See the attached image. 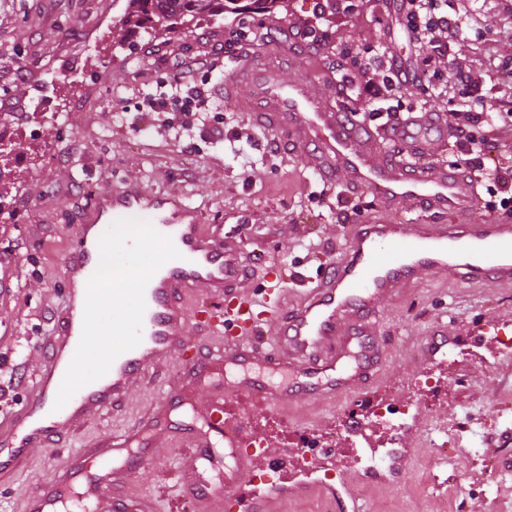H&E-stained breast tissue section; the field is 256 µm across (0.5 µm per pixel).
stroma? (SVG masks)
Masks as SVG:
<instances>
[{"mask_svg":"<svg viewBox=\"0 0 512 512\" xmlns=\"http://www.w3.org/2000/svg\"><path fill=\"white\" fill-rule=\"evenodd\" d=\"M315 2L282 0L272 16L205 17L149 38L122 27L126 0H13L0 18V129L7 136L0 193L14 199L12 217L0 218V424L31 396L61 315L64 264L90 204L83 183L137 181L182 194L203 224L242 238L254 288L270 267L284 269L287 287H296L339 257L348 224L379 215L373 194L326 183L280 134L224 101L222 72L194 76L203 95L193 113L152 107L177 77L174 57L218 46L229 61L244 48L281 42L292 54L286 77H310L334 91L340 74H357L367 48L381 42L421 66L402 31L401 0H333L321 15ZM447 2L449 17H466L468 30L436 67L470 70L475 95L490 99L496 77L512 70V0ZM67 19L79 20L78 33L62 30ZM312 25L319 28L313 40L304 36ZM216 125L221 135L212 134ZM508 314L512 285L448 275L412 284L381 312L386 366L376 387L415 399L412 349L438 320L452 333L468 327L465 344L477 359L466 371L431 377L402 482L353 484L367 512H512V441L500 440L512 429V376L488 359V323ZM178 366L174 360L150 373L120 412L95 416L61 446L37 450L27 471L0 486V512H20L22 492L50 479L62 457L124 429ZM336 411L327 402L287 403L278 414L294 433L310 427L333 441ZM191 458L185 450L161 452L132 477L130 490L157 497L159 512H168Z\"/></svg>","mask_w":512,"mask_h":512,"instance_id":"1","label":"stroma"}]
</instances>
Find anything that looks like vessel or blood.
<instances>
[{
  "label": "vessel or blood",
  "mask_w": 512,
  "mask_h": 512,
  "mask_svg": "<svg viewBox=\"0 0 512 512\" xmlns=\"http://www.w3.org/2000/svg\"><path fill=\"white\" fill-rule=\"evenodd\" d=\"M275 44L238 54L222 83L225 99L272 130L326 181L346 178L372 193L382 211L406 202L420 215L407 222L368 219L349 225L340 258L313 287L282 279L246 288L244 250L207 230L198 208L180 195L152 193L134 182L99 191L76 229L65 263L66 307L49 341L34 395L0 428V478L24 472L36 449L106 410H120L149 370L180 358L178 369L144 414L122 433L98 436L70 455L55 477L23 497L22 512H158L149 497L129 493L134 472L164 448H198L208 464L179 472L182 497L205 512H274L290 496L318 489L337 512H366L351 495L356 476L400 482L413 440L397 419L380 420L367 389L384 368L377 317L384 302L412 283L451 273L470 282L512 284V221L476 219L477 185L467 174L389 158L372 130L348 123L318 81H287ZM437 125L413 117L393 138L410 148L430 144ZM448 222H440V215ZM120 218L149 221L172 238L180 259L162 265L145 289L142 341L63 408L56 395L82 334L87 282L99 264L98 239ZM199 302L188 310L185 299ZM223 339L218 348L188 335L189 323ZM512 372V317L493 324ZM462 336L435 322L415 351L416 371L462 357ZM350 400L336 414L344 447L304 433L292 447L257 446L248 405L274 411L286 402Z\"/></svg>",
  "instance_id": "vessel-or-blood-1"
}]
</instances>
